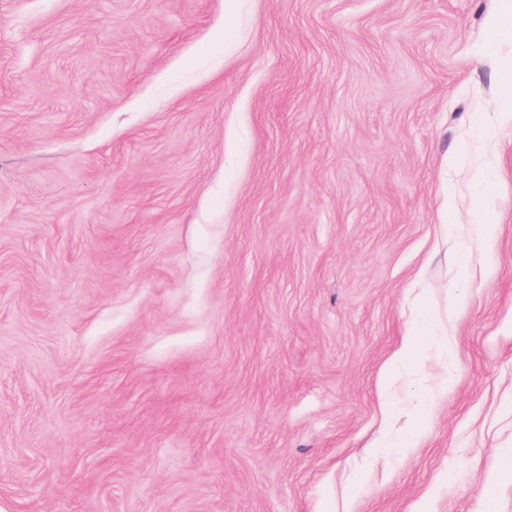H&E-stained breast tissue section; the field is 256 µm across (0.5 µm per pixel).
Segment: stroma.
<instances>
[{
    "label": "stroma",
    "mask_w": 512,
    "mask_h": 512,
    "mask_svg": "<svg viewBox=\"0 0 512 512\" xmlns=\"http://www.w3.org/2000/svg\"><path fill=\"white\" fill-rule=\"evenodd\" d=\"M511 88L503 0H0V512H512Z\"/></svg>",
    "instance_id": "obj_1"
}]
</instances>
